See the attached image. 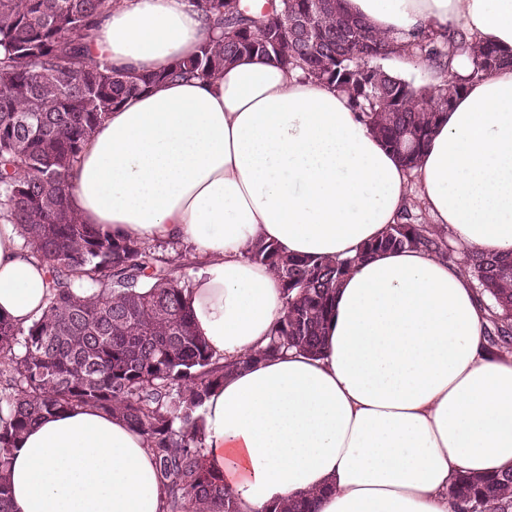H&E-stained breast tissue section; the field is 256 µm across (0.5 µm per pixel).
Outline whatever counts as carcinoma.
Instances as JSON below:
<instances>
[{
	"mask_svg": "<svg viewBox=\"0 0 512 512\" xmlns=\"http://www.w3.org/2000/svg\"><path fill=\"white\" fill-rule=\"evenodd\" d=\"M189 2L224 37L164 70L130 73L85 57L81 45L112 0H0V218L19 225L25 247L49 264L41 316L26 329L0 318V512H11L6 471L22 434L85 406L144 436L163 512H236L224 477L205 463L200 433L205 400L245 362L224 364L196 333L178 259L84 224L69 206L74 162L109 112L163 80L222 71L272 37L267 59L345 92L385 149L413 169L466 84L512 63L451 26L391 37L350 15L344 0H271L260 21L247 15L245 0ZM296 12L307 16L313 37L290 30ZM461 55L469 61L463 79L454 67ZM396 58L424 65L437 84L414 87L386 66ZM408 248L454 262L475 279L489 348L512 350V256L456 250L416 197L358 258ZM248 257L268 266L285 299L256 358L292 349L321 355L336 288L358 258L284 255L271 243L254 245ZM453 495L462 512H512V471L461 473ZM315 499L309 493L265 512H315Z\"/></svg>",
	"mask_w": 512,
	"mask_h": 512,
	"instance_id": "1",
	"label": "carcinoma"
}]
</instances>
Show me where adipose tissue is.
<instances>
[{
    "instance_id": "ef3b65f1",
    "label": "adipose tissue",
    "mask_w": 512,
    "mask_h": 512,
    "mask_svg": "<svg viewBox=\"0 0 512 512\" xmlns=\"http://www.w3.org/2000/svg\"><path fill=\"white\" fill-rule=\"evenodd\" d=\"M381 32L453 25L512 55V0H345ZM212 31L188 0H118L84 45L112 67L159 70ZM484 255H512V66L468 84L419 165L404 168L335 87L244 56L209 79L127 98L74 164L85 224L189 244L187 299L214 356L251 358L211 393L202 442L240 512L307 493L317 512H456L459 473L512 469V352L489 354L485 314L455 264L411 249L360 260L336 290L325 355L254 360L284 313L248 249L344 258L410 195ZM47 264L0 221V316L45 309ZM12 512H162L152 452L122 418L78 407L23 435Z\"/></svg>"
}]
</instances>
